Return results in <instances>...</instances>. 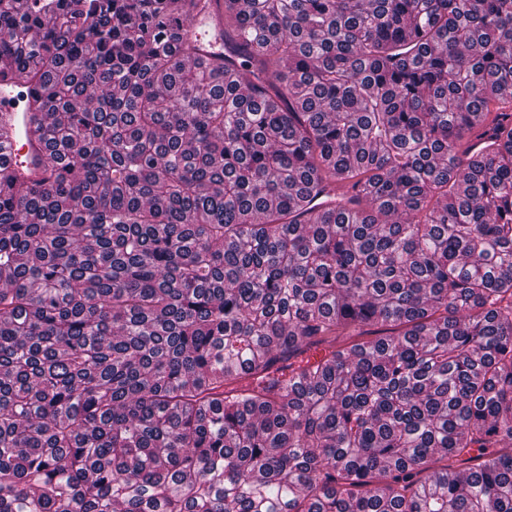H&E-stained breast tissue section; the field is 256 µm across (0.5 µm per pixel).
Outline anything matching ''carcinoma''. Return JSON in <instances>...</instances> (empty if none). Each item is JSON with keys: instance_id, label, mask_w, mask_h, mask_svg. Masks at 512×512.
Segmentation results:
<instances>
[{"instance_id": "obj_1", "label": "carcinoma", "mask_w": 512, "mask_h": 512, "mask_svg": "<svg viewBox=\"0 0 512 512\" xmlns=\"http://www.w3.org/2000/svg\"><path fill=\"white\" fill-rule=\"evenodd\" d=\"M217 9L0 0V512H512V0ZM24 87L25 83L17 76L8 74L4 78L0 77V115L14 116L19 127L26 125L27 118L19 106L16 90Z\"/></svg>"}]
</instances>
